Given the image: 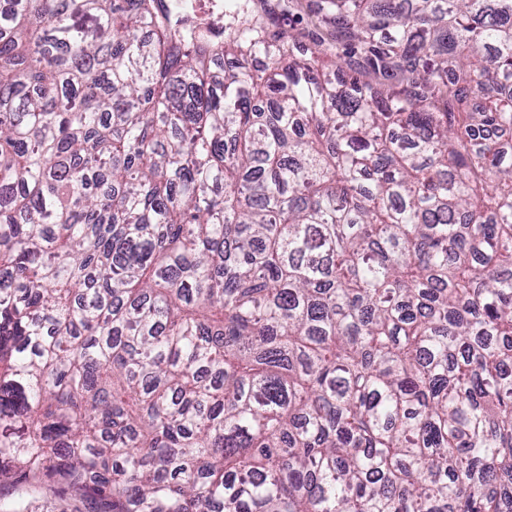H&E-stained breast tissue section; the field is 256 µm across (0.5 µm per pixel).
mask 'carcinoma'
Wrapping results in <instances>:
<instances>
[{"label": "carcinoma", "mask_w": 512, "mask_h": 512, "mask_svg": "<svg viewBox=\"0 0 512 512\" xmlns=\"http://www.w3.org/2000/svg\"><path fill=\"white\" fill-rule=\"evenodd\" d=\"M0 0V485L94 512H512V0ZM224 1L226 0H196L185 3L191 12L193 10L203 22H206L208 20L222 21ZM171 14L169 15V21L175 28H182L191 24L197 25L202 29H211L212 36L218 39L224 40V24L222 26H217L213 23H207L206 25L202 22H199L198 19H193L188 15V10L185 9L183 11L172 10L169 6H166ZM205 25V26H203ZM279 10H277L275 15L270 17V20L265 19L270 23V28L273 32H283L288 35V32L296 33L306 27L307 18L303 12L297 14L298 11H293L294 15H289L288 17V12H280Z\"/></svg>", "instance_id": "cac0c4a2"}]
</instances>
